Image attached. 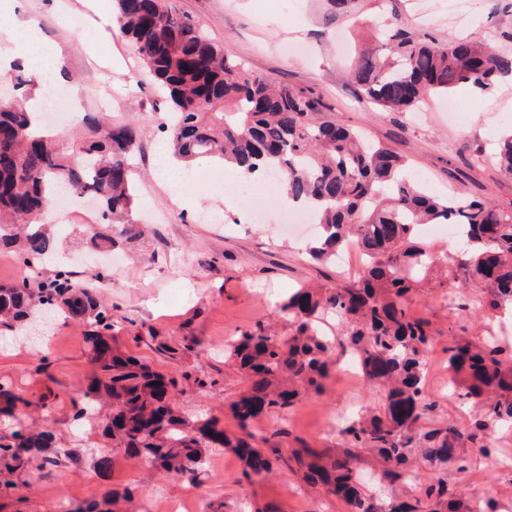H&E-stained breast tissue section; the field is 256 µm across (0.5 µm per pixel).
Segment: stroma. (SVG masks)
Masks as SVG:
<instances>
[{
    "label": "stroma",
    "instance_id": "stroma-1",
    "mask_svg": "<svg viewBox=\"0 0 512 512\" xmlns=\"http://www.w3.org/2000/svg\"><path fill=\"white\" fill-rule=\"evenodd\" d=\"M468 23L449 24L445 0H355V14L337 12L332 0H174L179 12L202 26L245 68L278 82L320 92L339 123L360 129L370 140L391 147L422 176V185L441 197L488 198L512 206V177L477 155H489L498 136L512 129V80L480 90L459 88L453 95L456 117H449L442 99L429 98L416 112H376L362 103L350 76L355 53L374 50L385 25L399 20L410 31H430L440 41L487 38L490 31L512 33V0H464ZM113 0H0V60L11 61L14 21L37 17L45 51L64 52L68 79L64 84L76 103L75 114L58 119L56 133L71 137L78 118L87 112H109L113 120H136L145 135L135 155L134 182L138 200L135 221L146 227L135 243L118 241L113 255L123 264L111 268L89 243L90 234L76 224L68 209L55 207L62 229L56 237L63 256L75 264L76 281L105 270L104 293L114 308V331L128 351L168 371L204 366L217 378L212 388L188 387L179 398L192 415L223 416L226 403L246 386L243 376L224 364V342L268 324L288 334L286 319L275 305L291 289L305 283L329 285L349 279L363 267L353 253L351 267L309 262L298 237H281L268 224L243 220L241 200L225 203L213 186V175L199 176L200 198L187 209L159 183L158 150L168 134L161 124L167 111L154 80L131 45L113 27ZM468 292L453 289L443 269L430 272L416 286L410 308L426 319L434 337L428 353L425 387L435 407L422 421L423 430L448 424L464 430L478 415L477 403L458 400L448 387L445 349L453 338L477 341L496 335L512 349V314L493 317L461 311ZM176 342L195 337L197 354L174 359L145 345L148 332ZM48 355L49 376L36 372L40 346L22 336L0 339V383L11 384L31 405L27 424L48 425L61 448L84 449L79 462L68 460L34 469L32 487L22 495L1 498L0 512H54L58 500L101 499L114 485L135 486L155 512H184L200 505L202 512H253L270 506L278 512H346L344 503L308 487L291 473L238 484V459L227 452L210 453L200 484L167 480L145 462L114 452L101 432H85L73 423V401L87 378L86 342L82 327L59 323ZM48 408H40L39 399ZM377 395L345 375H332L322 395L302 398L285 423L262 419L257 428L272 432L284 425L291 437L311 447L340 444L342 430L357 415L376 405ZM493 448L465 447L467 470L448 464L450 488L467 496L495 498L501 512H512V421L496 423Z\"/></svg>",
    "mask_w": 512,
    "mask_h": 512
}]
</instances>
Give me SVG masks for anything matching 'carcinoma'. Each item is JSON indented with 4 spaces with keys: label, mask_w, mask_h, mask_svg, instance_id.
<instances>
[{
    "label": "carcinoma",
    "mask_w": 512,
    "mask_h": 512,
    "mask_svg": "<svg viewBox=\"0 0 512 512\" xmlns=\"http://www.w3.org/2000/svg\"><path fill=\"white\" fill-rule=\"evenodd\" d=\"M120 30L135 45L147 71L170 103V149L189 167L198 161L244 166L283 175L288 197L314 209L320 234L309 258L329 262L348 241L366 258L350 283L300 287L279 306L292 326L280 336L269 328L245 331L224 343V363L247 380L228 405L237 432L214 415H188L177 406L179 378L128 354L113 329L112 305L100 295L108 273L91 275L79 287L71 271L59 266L47 278L36 273L22 283L0 286V336H13L40 318L62 314L87 327L85 341L93 372L74 420L96 419L112 408L120 430L105 426L112 448L145 459L163 474L197 482L211 451L235 454L239 483H252L280 468L343 502L348 512H474L472 500L457 495L441 473L423 490L412 491L417 460L434 467L450 462L466 469L457 449L465 442L487 448L493 424L512 419V355L492 341L448 343V373L458 396L482 400L487 410L466 431L448 424L415 433L432 404L423 380L432 335L429 324L410 310L408 294L435 265L417 241L421 224H456L464 246L450 277L457 288H478L470 307L487 316L512 305V209L489 201L441 198L424 192L405 170L403 159L357 130L336 123L323 97L311 90L273 84L224 56L172 0H113ZM511 34L481 41H437L426 31L411 33L391 24L381 52L362 54L353 79L362 99L381 112H409L431 93L448 96L470 85L484 89L512 73V53L493 47ZM86 135L62 141L43 126L33 127L30 112L15 97L0 98V245L14 249L23 264L45 263L55 252L50 225L40 222L53 203L52 190L64 186L76 197L99 201L104 225L120 224L128 238L135 229L131 159L143 136L135 121L81 118ZM502 174L512 176V132L502 136L492 156ZM344 319L345 334L327 336L319 322L329 313ZM150 346L174 358L196 352L197 342L179 344L149 333ZM362 368L365 382L379 389L377 407L345 428L335 448L304 442L287 448L281 427L259 434L263 417L285 421L297 401L320 395L340 356ZM28 400L0 383V416L17 425L0 433V494L18 488L33 461L53 464V434L25 428L20 407ZM373 460L376 480L403 490L389 503L368 493L362 468ZM135 489L114 486L99 501L69 503L68 512H128Z\"/></svg>",
    "instance_id": "cac0c4a2"
}]
</instances>
